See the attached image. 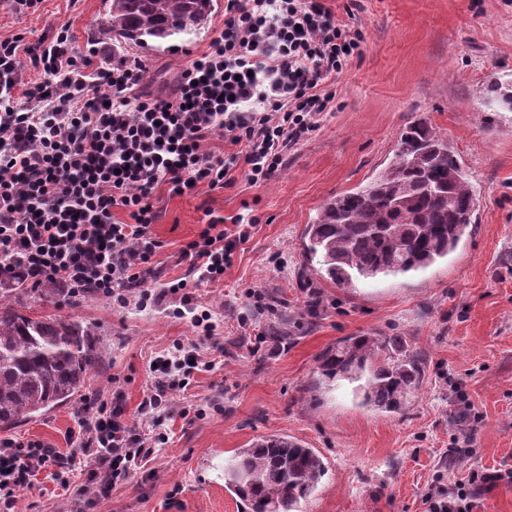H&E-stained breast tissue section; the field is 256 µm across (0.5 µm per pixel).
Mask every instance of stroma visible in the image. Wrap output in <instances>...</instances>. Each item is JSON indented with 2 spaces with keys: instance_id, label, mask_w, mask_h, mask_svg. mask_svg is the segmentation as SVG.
I'll return each mask as SVG.
<instances>
[{
  "instance_id": "stroma-1",
  "label": "stroma",
  "mask_w": 512,
  "mask_h": 512,
  "mask_svg": "<svg viewBox=\"0 0 512 512\" xmlns=\"http://www.w3.org/2000/svg\"><path fill=\"white\" fill-rule=\"evenodd\" d=\"M359 29L362 53L336 81L331 111L289 148L263 186L235 171L232 185L195 195L160 187L152 226L163 247L162 279L186 276L185 245L197 239L203 211L254 221L224 272L200 287L213 307L220 349L200 344L203 360L189 394L174 393L169 435L153 476L113 488L91 512H244L211 464L267 435H288L324 457L318 491L297 512H425V497L467 482L472 471L512 468V106L488 104L492 82L512 86V0H325ZM225 0H213L204 27L182 40L117 43L106 0H42L29 15L0 0V37L33 41L69 25L77 53L127 56L146 67L149 89L172 87L184 65L224 26ZM424 119L448 136L475 191L473 230L455 252L426 270L340 288L309 270L304 232L326 199L367 184L391 161L401 130ZM268 308L254 309L251 292ZM317 293V312L305 306ZM28 292L18 304L38 314L74 316L95 326L101 363L81 396L43 416L0 429L1 438L40 440L68 453V436L88 399L120 382L132 420L152 376L149 363L182 341H196L173 300L140 309L90 296L78 305ZM400 336L426 364V377L399 414L358 405L349 384H323L320 353L346 336ZM197 342V341H196ZM461 384L480 422L471 451L455 455L451 437ZM55 475H37L18 512H73Z\"/></svg>"
}]
</instances>
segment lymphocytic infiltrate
I'll use <instances>...</instances> for the list:
<instances>
[{
	"label": "lymphocytic infiltrate",
	"mask_w": 512,
	"mask_h": 512,
	"mask_svg": "<svg viewBox=\"0 0 512 512\" xmlns=\"http://www.w3.org/2000/svg\"><path fill=\"white\" fill-rule=\"evenodd\" d=\"M360 42L323 0H226L223 30L171 90L155 92L138 61L75 54L67 26L28 45L0 39V284H49L72 306L90 294L122 307L175 296L174 316L213 338L215 313L193 289L223 281L250 229L239 217L231 231L209 218L181 253L190 277L149 290L161 247L151 230L154 194L162 186L175 195L221 188L239 168L250 184L271 181L289 147L330 111L335 80ZM218 133L221 151L209 146ZM118 209L127 221L115 219ZM156 364L138 406L149 427L128 420L116 387L94 395L69 453L39 440H1L0 512H15L40 472L83 478L94 501L155 460L172 391H188L212 367L196 344L182 342ZM502 480L512 483V469L471 472L454 491L428 493L427 512H472L478 490Z\"/></svg>",
	"instance_id": "lymphocytic-infiltrate-1"
}]
</instances>
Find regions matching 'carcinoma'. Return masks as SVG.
Returning a JSON list of instances; mask_svg holds the SVG:
<instances>
[{
  "label": "carcinoma",
  "mask_w": 512,
  "mask_h": 512,
  "mask_svg": "<svg viewBox=\"0 0 512 512\" xmlns=\"http://www.w3.org/2000/svg\"><path fill=\"white\" fill-rule=\"evenodd\" d=\"M212 0H112V36L145 43L198 30ZM475 195L453 145L428 122L403 130L393 161L362 188L325 200L305 252L340 288L424 269L469 232ZM95 332L76 317H31L0 293V429L66 404L96 369ZM326 382H357L362 403L404 410L424 378L420 357L394 336H347L318 357ZM326 472L322 455L286 435L261 437L224 461V485L249 512H292Z\"/></svg>",
  "instance_id": "1"
}]
</instances>
